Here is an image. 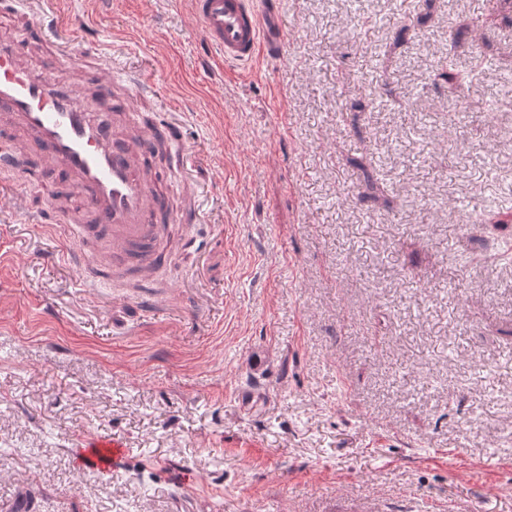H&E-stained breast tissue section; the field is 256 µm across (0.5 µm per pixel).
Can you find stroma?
Here are the masks:
<instances>
[{
    "label": "stroma",
    "mask_w": 512,
    "mask_h": 512,
    "mask_svg": "<svg viewBox=\"0 0 512 512\" xmlns=\"http://www.w3.org/2000/svg\"><path fill=\"white\" fill-rule=\"evenodd\" d=\"M61 8L97 24L77 84L146 74L136 112L183 104L201 195L156 167L204 218L171 225L145 310L92 245L63 259L75 193L0 171L5 195L61 199L49 224L0 211V504L512 512V0H286L281 59L220 78L186 0ZM81 432L124 441L123 466L82 469Z\"/></svg>",
    "instance_id": "35a3bbf8"
}]
</instances>
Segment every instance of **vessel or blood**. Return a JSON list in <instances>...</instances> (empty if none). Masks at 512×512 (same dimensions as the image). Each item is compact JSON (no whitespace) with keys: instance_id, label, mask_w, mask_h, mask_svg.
I'll list each match as a JSON object with an SVG mask.
<instances>
[{"instance_id":"vessel-or-blood-1","label":"vessel or blood","mask_w":512,"mask_h":512,"mask_svg":"<svg viewBox=\"0 0 512 512\" xmlns=\"http://www.w3.org/2000/svg\"><path fill=\"white\" fill-rule=\"evenodd\" d=\"M59 0H40L30 18L49 36L61 66L54 70L30 64L22 43L0 38V159L13 161L20 174L45 175L58 184L79 188L89 221L76 235L96 243L104 278H139L166 266L175 242L165 235L174 215L168 213L160 181L152 170L160 142L177 141L181 126L159 121L119 135L130 124L131 103L142 97L139 85L98 77L97 110L66 78L65 69L83 53L84 32L67 24L57 10ZM189 11L203 37L204 63H244L280 59L286 36L275 18L281 0H188ZM11 209L24 224H43L45 211L23 197H0V210ZM90 452L84 467L109 471L127 456L123 442L86 439Z\"/></svg>"}]
</instances>
